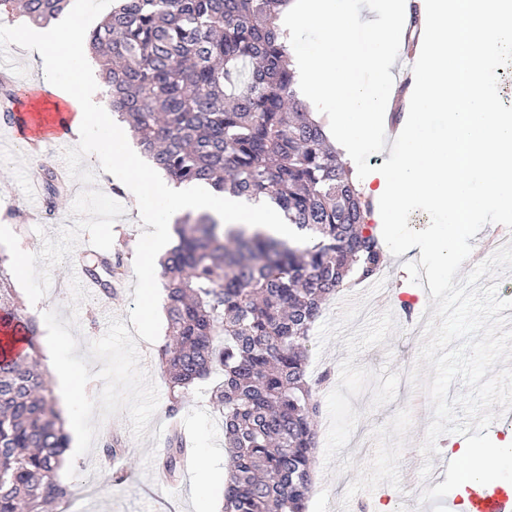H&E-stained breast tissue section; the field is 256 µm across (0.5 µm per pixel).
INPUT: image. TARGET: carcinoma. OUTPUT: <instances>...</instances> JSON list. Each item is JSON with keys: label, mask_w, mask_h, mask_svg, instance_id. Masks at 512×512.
I'll use <instances>...</instances> for the list:
<instances>
[{"label": "carcinoma", "mask_w": 512, "mask_h": 512, "mask_svg": "<svg viewBox=\"0 0 512 512\" xmlns=\"http://www.w3.org/2000/svg\"><path fill=\"white\" fill-rule=\"evenodd\" d=\"M71 0H0V15L36 24ZM290 0H120L89 38L108 109L155 168L179 184L267 197L307 243L211 215L177 221L160 277L169 341L157 353L176 417L215 367L224 381L229 466L223 512H307L320 403L306 365L312 324L340 288L373 279L387 254L366 223L351 170L298 97L280 11ZM0 257V313L21 315L24 351L0 361V512H48L70 500L59 479L69 436L38 369L37 320ZM96 278L120 265L85 259ZM174 427L159 451L176 483L192 459Z\"/></svg>", "instance_id": "1"}]
</instances>
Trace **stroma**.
Listing matches in <instances>:
<instances>
[{"label":"stroma","instance_id":"1","mask_svg":"<svg viewBox=\"0 0 512 512\" xmlns=\"http://www.w3.org/2000/svg\"><path fill=\"white\" fill-rule=\"evenodd\" d=\"M40 172L39 160L20 154L12 133L0 123V225L13 231L20 246L31 253L41 249L44 237H56L62 228L73 225L71 207L77 196L76 191L66 190L51 208L45 200H32L29 177ZM141 231L139 213L131 208L113 226L111 254L124 283L119 293L89 295L79 311H72L71 271L65 262L53 269L47 295L28 305V312L39 317L56 310L64 320L78 314V353L86 355L87 343L106 331L104 310L125 320L134 306V257ZM420 253L415 246L402 256L389 257L383 280L390 297L386 305L362 318L357 309L340 308L330 300L313 325L308 372L314 378L330 372L331 381L317 391L321 412L308 512H361L365 507L374 512L382 505L390 512H409L417 501L407 474L420 470L419 446L432 416L407 382L421 334L407 320L399 301L415 297L421 312L429 304V292L410 283L404 269L405 262ZM223 378L221 371L211 373L187 396L181 411L184 429L196 444L213 449L214 460H197L176 484L155 485L157 454L170 431L166 403H159L141 439L132 434L126 414L113 416L101 424L93 449L75 461L76 470L96 487L81 512H161L165 505L170 512H199L195 487L206 476L213 480L214 504L222 505L224 421L210 403L208 390ZM111 437L121 439L125 449L121 464L127 478L119 484L113 482L102 451Z\"/></svg>","mask_w":512,"mask_h":512}]
</instances>
